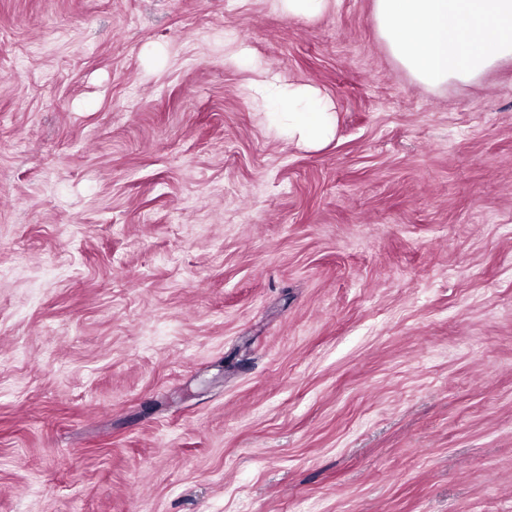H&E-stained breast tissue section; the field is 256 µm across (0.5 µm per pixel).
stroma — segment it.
I'll use <instances>...</instances> for the list:
<instances>
[{"mask_svg":"<svg viewBox=\"0 0 512 512\" xmlns=\"http://www.w3.org/2000/svg\"><path fill=\"white\" fill-rule=\"evenodd\" d=\"M0 512H512V62L419 86L373 0H0ZM280 10L288 16L304 17L309 20L320 17L334 0H274ZM253 97L274 124H283L288 138L321 146L335 132V106L319 89L308 84H283L262 76L252 85Z\"/></svg>","mask_w":512,"mask_h":512,"instance_id":"35a3bbf8","label":"stroma"}]
</instances>
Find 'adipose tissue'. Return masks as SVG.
<instances>
[{
	"mask_svg": "<svg viewBox=\"0 0 512 512\" xmlns=\"http://www.w3.org/2000/svg\"><path fill=\"white\" fill-rule=\"evenodd\" d=\"M378 30L418 84L469 83L512 60V0H374ZM256 104L289 137L319 146L335 132V106L308 84L262 76Z\"/></svg>",
	"mask_w": 512,
	"mask_h": 512,
	"instance_id": "1",
	"label": "adipose tissue"
}]
</instances>
